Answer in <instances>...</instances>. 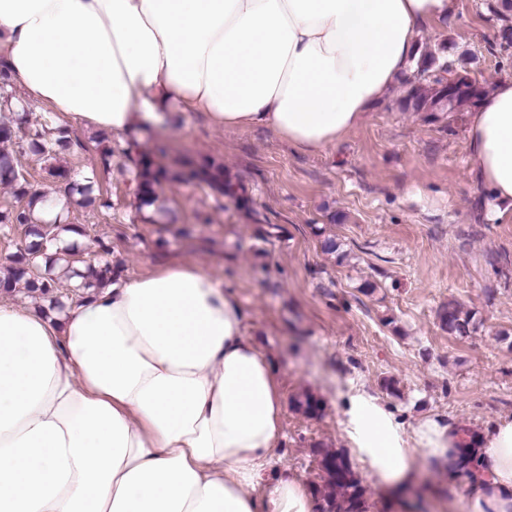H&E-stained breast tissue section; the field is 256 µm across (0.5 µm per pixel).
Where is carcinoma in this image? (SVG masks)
<instances>
[{"instance_id": "obj_1", "label": "carcinoma", "mask_w": 512, "mask_h": 512, "mask_svg": "<svg viewBox=\"0 0 512 512\" xmlns=\"http://www.w3.org/2000/svg\"><path fill=\"white\" fill-rule=\"evenodd\" d=\"M469 72L465 65L453 61H440L434 53L425 54L419 60L416 74L405 80L409 85L401 106L406 111L417 113L470 112L475 107L464 97L448 96V86L441 72ZM72 139L66 128L59 127L51 120H45L34 128L27 129L23 135L13 126L0 122V183L12 187L15 197L22 205L12 209L0 210V226L4 228L21 227L25 229L30 241L10 256L9 275L0 280V290L10 295L17 284H24L27 292L49 299L53 309H64L62 300L55 295L56 278L53 270L62 265L64 276L76 278V295L84 300L91 296V289L112 279L116 266L112 264V243L98 242L96 262L84 265L77 246L61 245L60 234L73 232L85 235V229L77 224H47L37 215L36 206L47 200V195L34 187V184L17 179L21 169L19 156L30 152L43 161V170L47 177L60 182L61 191L66 196L78 194L86 204L98 202L104 209L112 208V199L108 193L94 191V183L87 181L81 185L69 181L68 171L58 164L60 155L69 151ZM168 178L167 171L156 164L149 154H141L132 172L131 185L140 206L154 204L157 187ZM188 178L207 184L218 194L234 196L242 191V186L224 177V167L211 161H205L188 173ZM437 318L441 330L457 336L470 334L473 316L455 302L443 304ZM297 410L308 416H314L321 410V402L313 395L304 393L294 400ZM319 464L325 475L324 484L313 489L318 503L317 512H368L367 491L348 461L341 455L316 449Z\"/></svg>"}]
</instances>
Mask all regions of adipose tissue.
Returning a JSON list of instances; mask_svg holds the SVG:
<instances>
[{
  "label": "adipose tissue",
  "instance_id": "obj_1",
  "mask_svg": "<svg viewBox=\"0 0 512 512\" xmlns=\"http://www.w3.org/2000/svg\"><path fill=\"white\" fill-rule=\"evenodd\" d=\"M457 0H0V61L60 124L131 140L205 113L325 151L418 61ZM468 165L512 211V77L468 117ZM237 296L176 261L116 271L61 316L0 304V512H316L281 438L277 371ZM350 454L376 486L476 464L455 512H512V418L480 432L440 415L404 429L364 390L344 401Z\"/></svg>",
  "mask_w": 512,
  "mask_h": 512
}]
</instances>
